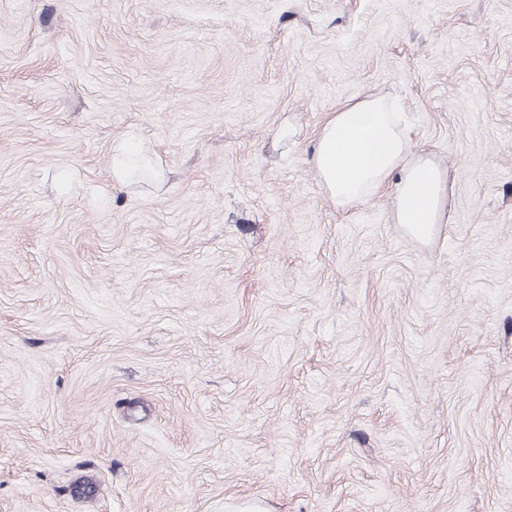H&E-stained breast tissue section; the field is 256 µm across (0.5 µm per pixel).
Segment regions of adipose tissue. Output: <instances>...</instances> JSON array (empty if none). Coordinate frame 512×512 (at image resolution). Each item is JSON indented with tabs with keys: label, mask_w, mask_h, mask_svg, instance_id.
<instances>
[{
	"label": "adipose tissue",
	"mask_w": 512,
	"mask_h": 512,
	"mask_svg": "<svg viewBox=\"0 0 512 512\" xmlns=\"http://www.w3.org/2000/svg\"><path fill=\"white\" fill-rule=\"evenodd\" d=\"M312 163L327 198L346 210L387 193L392 223L430 237L449 219V174L430 151L414 150L394 102L366 93L329 115L314 140Z\"/></svg>",
	"instance_id": "adipose-tissue-1"
}]
</instances>
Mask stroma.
I'll return each instance as SVG.
<instances>
[{"mask_svg":"<svg viewBox=\"0 0 512 512\" xmlns=\"http://www.w3.org/2000/svg\"><path fill=\"white\" fill-rule=\"evenodd\" d=\"M368 92L429 242L312 169ZM246 500L512 512V0H0V512ZM131 160L140 161L146 169L151 167V159L145 152L129 144H120L112 150V180L125 184L132 178Z\"/></svg>","mask_w":512,"mask_h":512,"instance_id":"stroma-1","label":"stroma"}]
</instances>
